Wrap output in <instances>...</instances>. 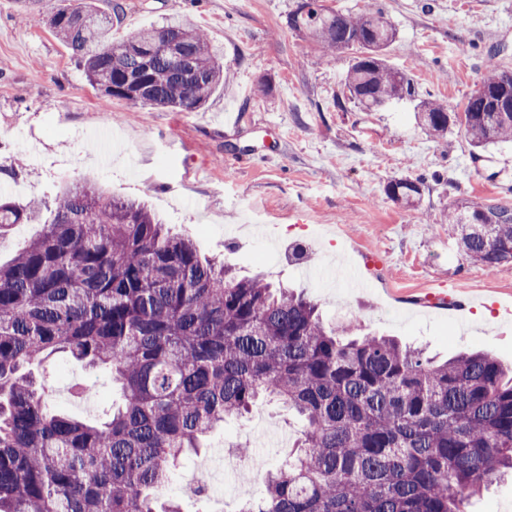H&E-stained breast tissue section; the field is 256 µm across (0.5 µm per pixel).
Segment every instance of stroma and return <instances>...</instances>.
<instances>
[{"mask_svg":"<svg viewBox=\"0 0 512 512\" xmlns=\"http://www.w3.org/2000/svg\"><path fill=\"white\" fill-rule=\"evenodd\" d=\"M122 38L180 13L208 34L224 61V83L196 112L142 106L94 90L70 49L44 22L69 0H0V194L53 202L64 183L84 180L106 195L144 201L202 257L240 275L265 272L314 299L325 323L352 321L445 359L480 350L512 366V263L471 264L448 224L450 204L512 200V143L480 160L453 122L428 137L412 105L366 112L343 84L354 53L326 64L315 44L289 30L299 0H121ZM353 14L382 13L397 31L386 56L407 70L421 97L460 112L484 77L490 50L508 47L512 0H326ZM270 91L260 96L257 87ZM420 179V208L393 202L387 185ZM384 265L361 288H340L336 265ZM462 282L460 313L416 305L436 283ZM48 378L69 374L54 408L100 418L111 380L63 353ZM93 382L101 397L72 392ZM298 424L262 403L208 439L206 458L251 449L263 467L291 449Z\"/></svg>","mask_w":512,"mask_h":512,"instance_id":"obj_1","label":"stroma"}]
</instances>
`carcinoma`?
<instances>
[{
    "instance_id": "cac0c4a2",
    "label": "carcinoma",
    "mask_w": 512,
    "mask_h": 512,
    "mask_svg": "<svg viewBox=\"0 0 512 512\" xmlns=\"http://www.w3.org/2000/svg\"><path fill=\"white\" fill-rule=\"evenodd\" d=\"M119 0H76L45 16L90 84L116 98L194 112L224 83V64L195 24L165 18L125 38ZM288 27L331 63L354 50L344 86L363 110L415 102L440 137L448 109L418 99L385 52L396 29L302 0ZM512 71L492 62L463 109L475 153L512 141ZM387 196L417 207L423 182ZM0 199V232L27 224ZM460 251L494 269L512 262V204L465 201L448 212ZM324 324L317 304L265 276L200 259L146 207L87 184L66 187L44 231L0 264V512H181L158 498L206 436L261 399L303 422L265 491L236 512H462L512 476V371L485 352L443 362L393 338ZM66 352L106 368L122 401L103 421L49 408L32 369Z\"/></svg>"
}]
</instances>
